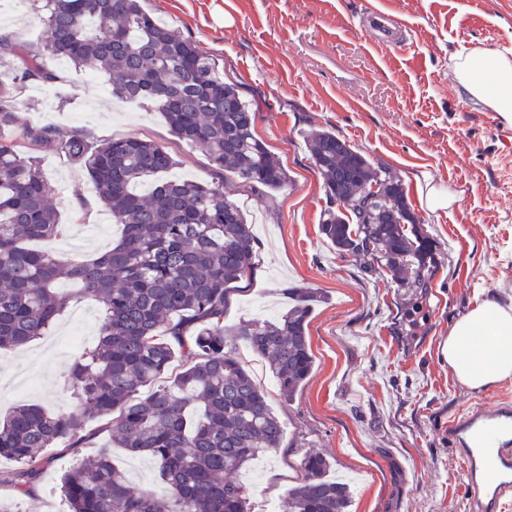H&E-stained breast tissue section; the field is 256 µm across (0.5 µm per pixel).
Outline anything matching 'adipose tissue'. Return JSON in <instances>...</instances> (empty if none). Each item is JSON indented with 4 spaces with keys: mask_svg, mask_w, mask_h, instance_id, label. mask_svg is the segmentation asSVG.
<instances>
[{
    "mask_svg": "<svg viewBox=\"0 0 512 512\" xmlns=\"http://www.w3.org/2000/svg\"><path fill=\"white\" fill-rule=\"evenodd\" d=\"M455 76L477 101L512 115V59L490 53L462 57ZM442 355L457 380L475 390L512 378V308L488 301L461 316Z\"/></svg>",
    "mask_w": 512,
    "mask_h": 512,
    "instance_id": "obj_1",
    "label": "adipose tissue"
}]
</instances>
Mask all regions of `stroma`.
Returning <instances> with one entry per match:
<instances>
[{"label": "stroma", "mask_w": 512, "mask_h": 512, "mask_svg": "<svg viewBox=\"0 0 512 512\" xmlns=\"http://www.w3.org/2000/svg\"><path fill=\"white\" fill-rule=\"evenodd\" d=\"M144 7L240 85L258 109L257 139L288 171L277 191L229 190L253 226L259 265L231 297L225 326L287 308L291 283L325 297L307 329L314 370L292 401L274 404L286 436L256 461L254 512L278 505L310 449L352 478L351 512H465V462L448 426L471 403L512 402V379L469 389L441 347L465 313L492 298L512 303V122L454 81V64L482 49L512 58V0H144ZM373 8L400 18L407 40L379 42L362 29ZM47 13L44 0H0V36L40 46ZM42 64L64 76L62 88L30 81L16 95L22 121L55 133L36 155L65 226L45 247L62 262L95 257L121 226L58 137L75 129L94 142L136 134L168 148L175 175L223 181L159 112L113 99L105 75L49 55ZM316 130L336 132L400 179L430 240L427 287H397L385 268L339 255L327 242L324 181L307 146ZM433 187L446 190L452 206L428 209ZM102 310L72 299L49 337L0 350V418L22 402L71 410V366L95 345ZM82 433L84 448L48 449L27 497L14 492L16 464L0 459V499L16 512H67L60 476L105 446L135 486L165 492L152 460L112 447L104 419L88 418Z\"/></svg>", "instance_id": "stroma-1"}]
</instances>
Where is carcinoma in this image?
I'll return each instance as SVG.
<instances>
[{
	"mask_svg": "<svg viewBox=\"0 0 512 512\" xmlns=\"http://www.w3.org/2000/svg\"><path fill=\"white\" fill-rule=\"evenodd\" d=\"M46 2L40 49L0 39V67L11 82L57 84L43 54L104 72L113 97L150 104L177 138L224 171V181L173 176L167 148L136 135L96 144L72 131L59 140L61 152L86 167L123 229L95 258L64 264L26 247L57 237L61 224L37 157L0 134V349L49 332L71 299L63 279L103 304L97 343L72 369L74 407L57 415L15 407L0 421V457L19 464L15 486L25 495L47 462L44 449L81 447L86 418L102 416L120 447L159 463L167 494L135 489L102 448L62 476L69 512H251L252 490L232 474L281 447L285 429L237 343L269 367L280 398L291 401L314 369L307 327L321 296L290 286L286 310L224 328L230 295L256 270L251 225L224 183L276 191L288 172L256 138L239 86L142 0ZM16 112L0 80V127L15 126L31 151L53 137ZM308 149L327 197L321 232L336 252L383 263L400 288L427 287L431 247L401 182L332 131L311 134ZM350 502L349 484L331 475L330 461L307 451L281 508L347 512Z\"/></svg>",
	"mask_w": 512,
	"mask_h": 512,
	"instance_id": "cac0c4a2",
	"label": "carcinoma"
}]
</instances>
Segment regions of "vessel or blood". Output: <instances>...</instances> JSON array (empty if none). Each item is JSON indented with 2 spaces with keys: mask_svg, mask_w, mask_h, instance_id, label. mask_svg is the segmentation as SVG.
I'll use <instances>...</instances> for the list:
<instances>
[{
  "mask_svg": "<svg viewBox=\"0 0 512 512\" xmlns=\"http://www.w3.org/2000/svg\"><path fill=\"white\" fill-rule=\"evenodd\" d=\"M449 433L466 460L468 512H503L512 501V405L471 407Z\"/></svg>",
  "mask_w": 512,
  "mask_h": 512,
  "instance_id": "1",
  "label": "vessel or blood"
}]
</instances>
